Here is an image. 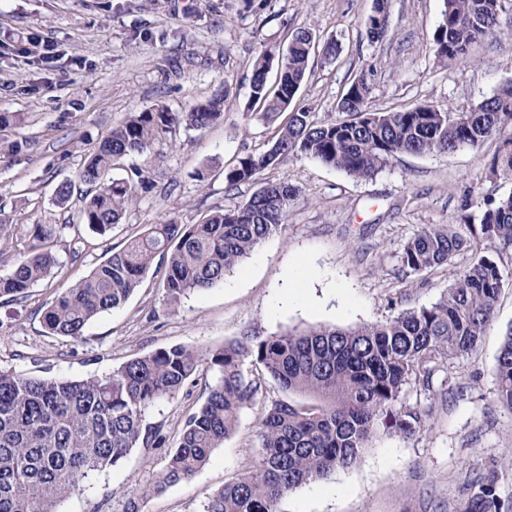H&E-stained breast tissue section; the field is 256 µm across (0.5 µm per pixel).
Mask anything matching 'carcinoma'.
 <instances>
[{
  "instance_id": "obj_1",
  "label": "carcinoma",
  "mask_w": 512,
  "mask_h": 512,
  "mask_svg": "<svg viewBox=\"0 0 512 512\" xmlns=\"http://www.w3.org/2000/svg\"><path fill=\"white\" fill-rule=\"evenodd\" d=\"M388 0H374L366 23L371 40L387 30ZM512 0H443L431 50L450 65L468 58L470 45L500 33V16ZM336 43L319 44L312 31L296 29L277 66L273 53L258 57L244 112L272 120L287 113L271 147L247 154L224 169L233 187L268 167L305 155L355 179L381 172L400 154L451 153L502 139L490 173L512 179V82L468 112L428 105L394 112L371 109L366 75L354 78L336 103L338 117L317 120L305 109L288 111L312 58L333 57ZM277 71L275 82L268 75ZM217 95L186 112L157 107L127 117L99 143L79 178L86 186L80 219L98 234L121 222L142 189L144 171L123 178L116 161L142 153L173 126L202 130L224 115ZM298 189L286 180L268 183L237 207L200 224L172 220L152 224L112 253L87 277L65 288L41 310L45 333L79 339L85 326L120 307L140 285L153 260L166 261L160 285L171 308L181 298L224 281L227 272L271 234L282 229ZM479 224L464 239L445 224L428 225L403 247L401 264L415 274L448 264L462 250L472 254L448 293L437 302L405 311L384 323L352 329L320 326L276 336H249L220 347L160 348L128 360L105 377L44 379L0 369V512H59L67 498L85 490L93 475L122 463L134 448H168L162 427L146 422L156 403L177 397L202 373L211 372L204 402L190 413L164 468L125 512H145L149 497L189 479L213 449L238 428L241 409L256 400L262 378L292 395L264 413L258 437L262 459L227 482L204 512H279L281 499L298 487L352 467L381 432L413 435L422 426L416 406L402 402L411 384L431 391L438 365L478 346L502 288L496 261L484 243L512 248V193L474 202ZM56 229L37 225L29 253L0 275V299L14 301L52 273L51 252L40 243ZM498 401L512 412V327L496 359ZM499 508L493 485L481 484L466 512Z\"/></svg>"
}]
</instances>
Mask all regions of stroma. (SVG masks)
<instances>
[{
	"mask_svg": "<svg viewBox=\"0 0 512 512\" xmlns=\"http://www.w3.org/2000/svg\"><path fill=\"white\" fill-rule=\"evenodd\" d=\"M372 9L373 0H0V113L15 117L0 143L24 144L0 154V220L14 227L0 245V275L26 254L32 225L66 227L45 243L56 259L52 275L23 300L0 302V368L102 377L159 348L205 350L294 328H354L439 300L469 253L408 275L402 249L428 224L469 237L466 203L512 192V181L489 172L497 141L402 154L366 180L301 155L237 187L224 181L225 167L271 145L275 124L243 117L252 64L264 51L285 49L296 28L339 47L335 58H316L295 97L320 119L336 118L337 101L362 74L378 111L427 104L464 112L512 82V36L478 40L466 63L450 67L430 50L442 0H390L388 31L376 42L366 35ZM43 41L54 44L53 56L41 54ZM223 92V120L203 130L176 126L145 153L121 159L113 177L138 167L152 188L105 235L79 226V195L56 203L58 185L78 183L90 148L130 113L157 106L185 112ZM284 178L299 191L287 224L223 282L168 308L157 258L127 303L90 322L82 338L46 334L42 307L148 225L200 223ZM485 253L497 261L503 287L477 349L444 364L432 394L410 386L402 395L404 404L423 408V429L376 435L355 466L288 493L280 512H464L481 482L495 485L500 512H512V412L497 400L494 375L512 327V250L490 243ZM206 395L196 383L151 408L147 420L176 441ZM284 397L266 381L259 399L241 409L238 431L194 476L150 498L145 512H203L216 490L259 460L263 412ZM165 456L162 448L133 449L61 512H125Z\"/></svg>",
	"mask_w": 512,
	"mask_h": 512,
	"instance_id": "stroma-1",
	"label": "stroma"
}]
</instances>
